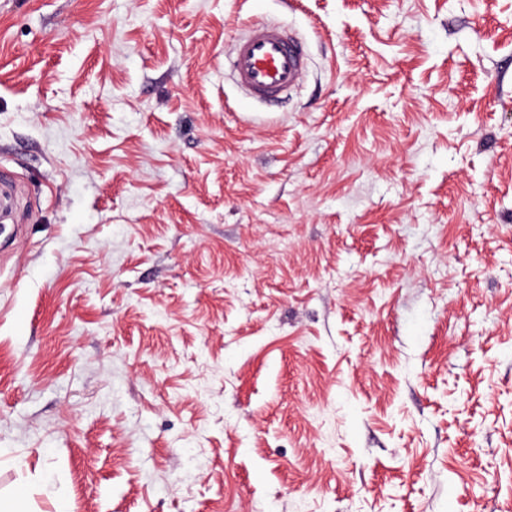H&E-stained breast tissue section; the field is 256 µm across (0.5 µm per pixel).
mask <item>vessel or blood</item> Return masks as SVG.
I'll return each instance as SVG.
<instances>
[{"instance_id": "obj_1", "label": "vessel or blood", "mask_w": 512, "mask_h": 512, "mask_svg": "<svg viewBox=\"0 0 512 512\" xmlns=\"http://www.w3.org/2000/svg\"><path fill=\"white\" fill-rule=\"evenodd\" d=\"M306 69L307 60L297 38L276 24H250L232 52L237 86L259 102L287 94L301 82Z\"/></svg>"}]
</instances>
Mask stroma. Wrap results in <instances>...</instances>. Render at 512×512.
Instances as JSON below:
<instances>
[{"label": "stroma", "mask_w": 512, "mask_h": 512, "mask_svg": "<svg viewBox=\"0 0 512 512\" xmlns=\"http://www.w3.org/2000/svg\"><path fill=\"white\" fill-rule=\"evenodd\" d=\"M252 20L307 45L272 104ZM512 512V0H0V491ZM306 69L298 39L276 24H250L232 52L235 83L259 102L287 94L301 82Z\"/></svg>", "instance_id": "35a3bbf8"}]
</instances>
